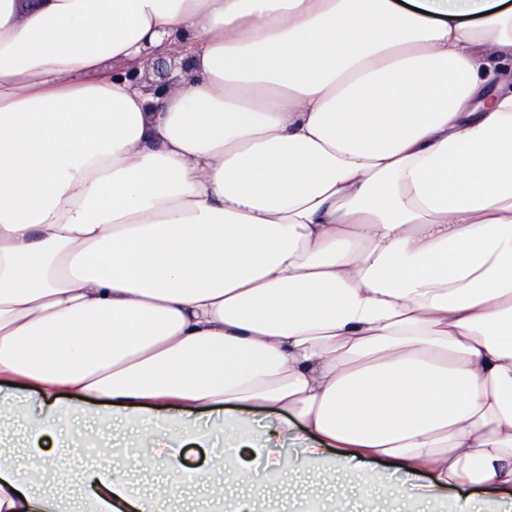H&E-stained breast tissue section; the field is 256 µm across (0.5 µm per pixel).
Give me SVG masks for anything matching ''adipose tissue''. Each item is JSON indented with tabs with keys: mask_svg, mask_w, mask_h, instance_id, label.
<instances>
[{
	"mask_svg": "<svg viewBox=\"0 0 512 512\" xmlns=\"http://www.w3.org/2000/svg\"><path fill=\"white\" fill-rule=\"evenodd\" d=\"M177 51L183 87L147 91ZM512 0H0V512H66L52 429L259 493L300 447L413 506L512 486ZM111 460L88 512H153Z\"/></svg>",
	"mask_w": 512,
	"mask_h": 512,
	"instance_id": "adipose-tissue-1",
	"label": "adipose tissue"
}]
</instances>
